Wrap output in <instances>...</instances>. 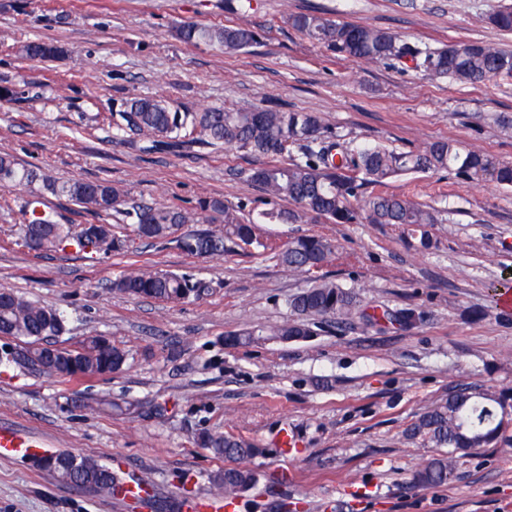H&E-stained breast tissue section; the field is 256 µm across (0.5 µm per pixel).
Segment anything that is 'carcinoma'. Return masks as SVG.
Returning <instances> with one entry per match:
<instances>
[{"instance_id":"cac0c4a2","label":"carcinoma","mask_w":512,"mask_h":512,"mask_svg":"<svg viewBox=\"0 0 512 512\" xmlns=\"http://www.w3.org/2000/svg\"><path fill=\"white\" fill-rule=\"evenodd\" d=\"M500 31L512 33V6L504 5L489 15ZM292 28L336 58L350 62L412 65L433 79L479 86L494 78H512V50L479 40H453L439 47H421L401 40L395 33L335 19L325 12L288 16ZM176 36L186 44L205 43L229 55L246 52L259 42L258 30L248 25H204L184 23ZM24 55L51 58L57 47L39 41L23 46ZM112 133L142 152H182L194 146L215 150L236 147L256 157H278L297 148V156L286 163H268L242 171L248 181L268 195L266 207L242 203L236 208L220 197L198 202L200 214L164 205L127 206L125 191L110 182L70 180L58 183L47 175L20 164L9 153H0V184L30 188L36 183L74 204L102 216L99 224L74 228L40 208V199L26 202L23 221L17 227L22 244L31 251L51 253L68 249L94 254L120 249L108 218L116 212L130 221L133 234L161 246L175 245L199 257L222 256L235 247L259 254L308 275L307 285L289 296L292 318L270 329L247 330L224 336V346L237 347L259 342L266 336L283 341H301L313 334L312 327L362 325L382 322L411 328L421 314L411 307L382 314L369 312L352 288L316 275L333 261L336 246L328 239L299 236L282 245L264 237L265 224H297L322 219L333 224H403L419 228L436 223V216L410 193L378 191L386 180L416 173L454 170L472 180L512 186V165L476 150L462 151L449 140L397 151L382 146L344 149L325 135L321 118L314 112L256 107L232 111L208 107L181 112L164 99L136 97L112 113ZM222 224L220 230L179 233L199 219ZM112 290L135 298H151L179 304L200 300L212 292L210 282L171 271L148 268L113 280ZM64 329V318L55 309L26 296L0 288V336L24 343L27 367L42 363L41 343ZM127 360L124 350L104 336H89L78 348L63 350L45 373L74 379L98 378L118 372ZM512 389L492 390L479 383L455 385L448 397L425 407L404 431L410 443L442 448L416 471L412 488L444 487L458 477L460 460L479 448L511 443ZM202 447L225 465L215 475L224 490V504L233 505L247 497L260 480L246 462L262 453L256 445L232 434L204 431ZM79 468L69 473L70 485L103 494L118 495L126 484L136 482L122 476L121 468H110L94 457L79 455Z\"/></svg>"}]
</instances>
